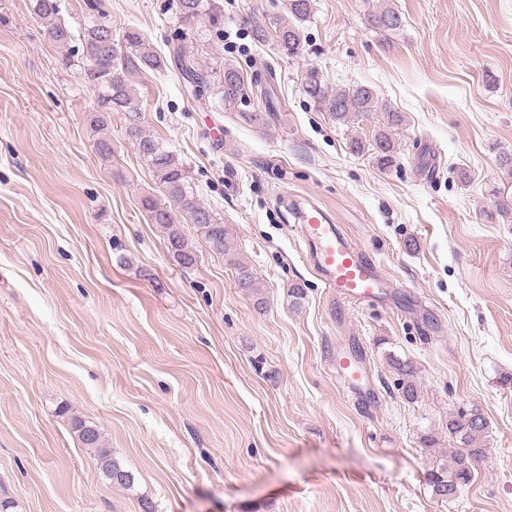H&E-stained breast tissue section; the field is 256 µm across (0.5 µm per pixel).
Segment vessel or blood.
<instances>
[{
    "label": "vessel or blood",
    "instance_id": "vessel-or-blood-1",
    "mask_svg": "<svg viewBox=\"0 0 512 512\" xmlns=\"http://www.w3.org/2000/svg\"><path fill=\"white\" fill-rule=\"evenodd\" d=\"M296 220L315 270L330 294L363 303L379 299L383 280L377 267L344 237L326 212L313 202H300ZM336 363L349 380H362L365 363L361 355L340 352Z\"/></svg>",
    "mask_w": 512,
    "mask_h": 512
}]
</instances>
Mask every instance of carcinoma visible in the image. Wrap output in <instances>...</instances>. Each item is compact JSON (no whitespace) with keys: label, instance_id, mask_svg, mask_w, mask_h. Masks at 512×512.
I'll use <instances>...</instances> for the list:
<instances>
[{"label":"carcinoma","instance_id":"1","mask_svg":"<svg viewBox=\"0 0 512 512\" xmlns=\"http://www.w3.org/2000/svg\"><path fill=\"white\" fill-rule=\"evenodd\" d=\"M312 0H288V13L292 20L274 23L276 45L288 55H296L301 49V32L298 24L307 20L312 11ZM85 15L79 34H74L59 16L58 0H30L32 18L42 26L44 37L58 47L72 46L71 56L65 65L80 58V77L96 94L97 110L92 113L91 127L97 133L94 147L105 162L112 161V141L108 136L112 113L123 115L125 133L139 159L152 171L160 194H146L141 205L149 221L159 225L166 234L168 250L174 261L188 268L197 263L198 254L181 230V224L197 227L211 251L220 255L231 252L229 232L216 215L196 195L190 182L189 171L177 155L158 138L146 132L142 111L131 84V77L147 71H161L167 67L166 57L154 48L135 29L129 28L115 41L112 26L107 20L100 0H83ZM177 12L183 30L181 43L170 51L181 77L191 86L196 96L216 93L227 104L250 103L243 72L227 63L216 70L201 63L195 55L186 51L184 41L201 31V25L220 29L224 24V10L216 0H177ZM368 22L385 32H396L402 26L397 10L389 4H381L368 16ZM304 92L324 111L341 124L371 112L381 111L384 122L372 142L359 138L350 140V149L356 154L369 152L377 164L388 168L397 160V148L392 130L404 123V115L388 105L379 106L374 92L366 86L336 89L330 87L319 71L311 68L304 76ZM237 286L262 311L267 298L255 273L245 264H237ZM392 367L401 376L399 387L407 400L417 397L413 381L414 367L408 361L391 360ZM487 428V420L481 411L473 408L448 419V433L460 440L462 448L455 452L449 464L429 473V484L439 499L456 495L459 488L471 478L470 462L481 457L484 449L480 440ZM72 429L80 444L92 448L98 456L100 467L112 482L119 485L131 483V475L113 460L111 451L104 447L100 431L75 419Z\"/></svg>","mask_w":512,"mask_h":512}]
</instances>
